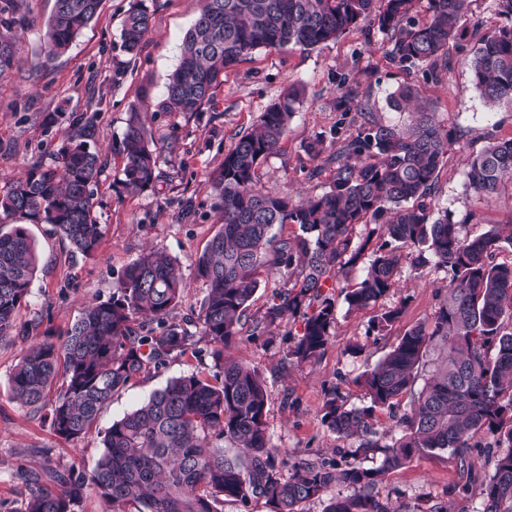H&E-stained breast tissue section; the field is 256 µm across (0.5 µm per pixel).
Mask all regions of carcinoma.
<instances>
[{"instance_id": "obj_1", "label": "carcinoma", "mask_w": 512, "mask_h": 512, "mask_svg": "<svg viewBox=\"0 0 512 512\" xmlns=\"http://www.w3.org/2000/svg\"><path fill=\"white\" fill-rule=\"evenodd\" d=\"M19 0H0V27L17 23ZM418 0H203L187 31L177 67L169 74L163 112H198L209 102L224 71L259 48L292 46L310 50L336 39L374 15L390 36L393 61L405 66L448 63V47L468 20L472 0H428V19L414 17ZM101 0H54L48 22L47 59L64 54L95 18ZM510 24L476 38L469 60L472 81L492 110L512 101V0H498ZM152 29V13L133 0L120 33L129 58L139 55ZM15 45L0 33V76L11 72ZM390 102L412 110L399 126L367 119L356 133L317 136L308 144L315 156L330 138L340 147L326 161L336 165L329 191L294 201L257 186L260 163L276 153L293 111L274 104L255 130L238 138L222 167L209 178L218 200L221 226L196 260L208 284L198 315L211 345L214 378L191 373L155 391L139 407L112 422L103 452L90 474L55 473L28 477L24 512H76L85 489L95 488L104 512H221L224 501L244 506L263 499L272 512H302L336 486L348 490L328 500L324 512H398L376 489L386 475L416 452L451 449L465 482L475 490L478 512H512V263L496 253L512 248V220L494 224L476 238L462 234L448 215H433L424 204L448 155V130L410 85ZM95 117L73 120L58 149L59 165L32 167L0 195V340L15 329L14 315L27 302L37 266L36 245L26 224H50L72 252L88 257L104 237L94 186L105 163L96 149ZM136 109H131L119 149L125 157L123 183L133 191L154 187L159 150ZM469 187L496 198L512 182V137L493 139L467 158ZM275 224H296L301 234L276 248V263L296 273V282L276 296L253 336L274 334L285 318L301 319L302 331L288 348L291 364L317 360L334 336V289L362 271L344 294L348 310L366 308L396 288L404 264L427 262L448 272V291L428 326L407 330L361 376L368 404L354 407L338 391L326 394L321 421L354 448L336 457L279 458L267 430V392L262 373L224 349L239 336L242 318L259 286V270ZM185 282L174 261L150 249L128 265L112 298L84 310L61 343L45 336L31 343L10 378V393L39 410L57 379L51 403L57 436L74 440L95 423L112 396L145 371L163 367L174 354L197 343L194 333L169 322ZM140 317L147 321L137 323ZM440 348L425 386L410 413L396 421L398 434L379 432L374 412L393 408L410 392L424 355ZM483 432L498 449L493 473L473 471L470 440ZM239 452L230 460L218 442ZM380 453L376 468L363 461Z\"/></svg>"}]
</instances>
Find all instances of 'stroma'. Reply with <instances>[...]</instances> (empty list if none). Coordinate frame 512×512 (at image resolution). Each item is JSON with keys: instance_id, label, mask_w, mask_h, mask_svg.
<instances>
[{"instance_id": "stroma-1", "label": "stroma", "mask_w": 512, "mask_h": 512, "mask_svg": "<svg viewBox=\"0 0 512 512\" xmlns=\"http://www.w3.org/2000/svg\"><path fill=\"white\" fill-rule=\"evenodd\" d=\"M129 4L130 0H103L99 17L65 54L49 62L45 33L54 0H23L27 21L14 29L15 68L0 77V193L34 164L55 165L70 121L84 112L97 115V148L106 164L95 188L100 201L97 220L105 231L96 253L73 254L51 225L28 227L39 261L28 301L19 309L16 322L35 324L37 336L63 340L84 307L111 298L125 267L149 248L172 258L186 282L171 321L182 325L196 319L207 285L198 277L195 261L219 228L208 177L222 166L239 136L253 131L261 113L283 101L288 86L297 82L305 84L306 96L293 103L279 150L258 168L259 187L294 200L327 191L334 167L312 156L309 142L338 126L354 132L369 118L387 124L408 122V113L391 108L390 96L410 84L430 102L437 120L455 139L438 174L436 209L462 223L464 234L471 238L512 219L511 186L493 201L480 198L467 186L466 157L489 140L512 137V102L487 109L472 82L470 36L451 43L447 68L435 73L425 65L408 69L389 59L387 37L367 18L311 50H256L225 71L201 111L169 113L158 111L157 104L168 74L179 63L183 37L200 11L201 0H145L153 14V29L132 61L120 39ZM341 82L358 93L356 106L346 112L336 92ZM133 106L146 112L156 142L177 141L174 154L159 158L157 186L138 192L122 183L124 159L118 150ZM294 281V274L277 265L275 250H267L260 287L227 354L246 358L266 380L272 446L297 459L330 458L349 442L321 422L327 391L338 388L348 404L365 405L358 377L405 331L431 323L445 296L448 274L430 264L403 267L394 292L355 312L348 311L343 293H336L334 336L318 360L302 366L289 365L285 358L301 330L300 320L283 321L268 340L251 335L275 294ZM393 308L400 311L397 321L373 332L380 314ZM26 346V340L16 335L0 340V512H22L29 494L25 473H90L102 453V433L113 421L172 378L215 372L209 344L198 341L194 353L172 356L164 367L137 377L113 396L85 435L66 441L55 435L48 410H32L10 397L9 379ZM291 399L296 402L292 408L287 405ZM462 483L449 451H422L405 467L387 474L378 491L404 512H432L438 505L450 512H476L479 499L458 493Z\"/></svg>"}]
</instances>
